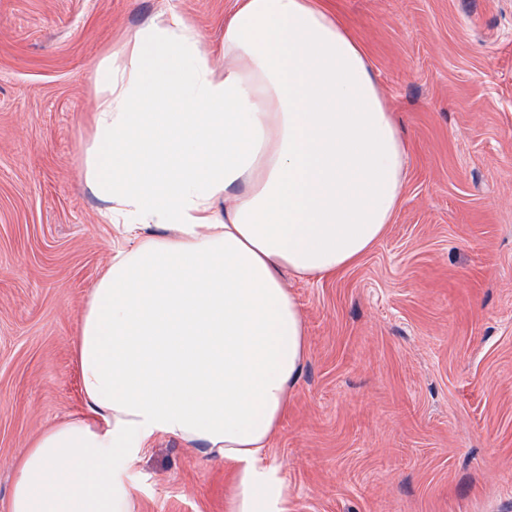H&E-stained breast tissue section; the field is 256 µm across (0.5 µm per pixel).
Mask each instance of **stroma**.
Instances as JSON below:
<instances>
[{"label": "stroma", "mask_w": 512, "mask_h": 512, "mask_svg": "<svg viewBox=\"0 0 512 512\" xmlns=\"http://www.w3.org/2000/svg\"><path fill=\"white\" fill-rule=\"evenodd\" d=\"M410 155L396 219L337 277H286L307 355L269 454L288 512H512V0H319ZM236 0H0V512L77 414L74 337L125 241L85 177L104 56L174 9L222 64ZM223 461L162 436L136 512H227Z\"/></svg>", "instance_id": "35a3bbf8"}]
</instances>
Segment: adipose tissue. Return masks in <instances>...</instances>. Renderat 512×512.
<instances>
[{"instance_id":"adipose-tissue-1","label":"adipose tissue","mask_w":512,"mask_h":512,"mask_svg":"<svg viewBox=\"0 0 512 512\" xmlns=\"http://www.w3.org/2000/svg\"><path fill=\"white\" fill-rule=\"evenodd\" d=\"M99 68L86 179L127 245L78 326L84 409L32 441L10 512H134L126 477L161 436L232 469L231 512H288L267 458L306 340L283 278L373 248L409 142L361 41L314 0H238L220 70L173 10Z\"/></svg>"}]
</instances>
